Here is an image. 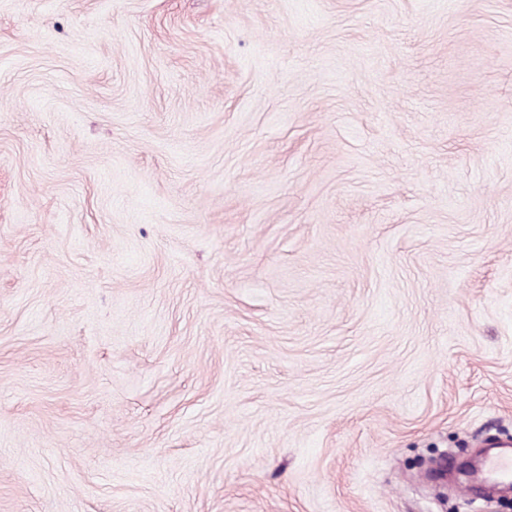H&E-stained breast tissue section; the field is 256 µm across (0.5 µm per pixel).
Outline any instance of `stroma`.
Here are the masks:
<instances>
[{"label": "stroma", "mask_w": 512, "mask_h": 512, "mask_svg": "<svg viewBox=\"0 0 512 512\" xmlns=\"http://www.w3.org/2000/svg\"><path fill=\"white\" fill-rule=\"evenodd\" d=\"M512 0H0V512H502Z\"/></svg>", "instance_id": "obj_1"}]
</instances>
